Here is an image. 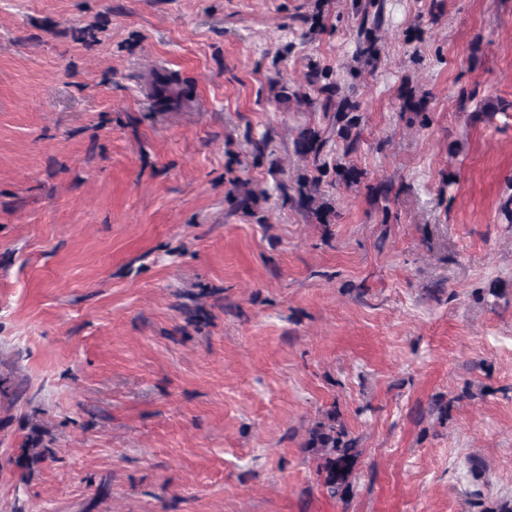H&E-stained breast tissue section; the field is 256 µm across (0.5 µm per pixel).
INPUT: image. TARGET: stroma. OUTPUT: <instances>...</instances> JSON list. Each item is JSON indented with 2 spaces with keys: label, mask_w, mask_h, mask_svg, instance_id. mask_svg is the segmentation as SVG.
<instances>
[{
  "label": "stroma",
  "mask_w": 512,
  "mask_h": 512,
  "mask_svg": "<svg viewBox=\"0 0 512 512\" xmlns=\"http://www.w3.org/2000/svg\"><path fill=\"white\" fill-rule=\"evenodd\" d=\"M358 32L352 0H0V512L512 500V0H385L372 67ZM315 64L361 71L353 154L277 94ZM162 69L191 91L166 112ZM308 125L364 174L325 187L329 224L279 190ZM333 407L362 450L344 501L303 448ZM34 432L55 455L25 475ZM228 189L226 192L227 198L232 200L236 207L246 215L254 214V207L257 205L256 197L248 191H241L242 185L239 177L228 179Z\"/></svg>",
  "instance_id": "stroma-1"
}]
</instances>
